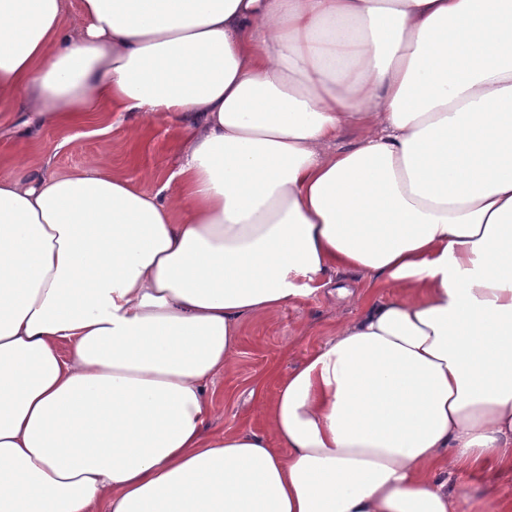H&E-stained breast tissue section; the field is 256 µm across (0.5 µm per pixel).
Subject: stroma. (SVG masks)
Wrapping results in <instances>:
<instances>
[{
    "instance_id": "obj_1",
    "label": "stroma",
    "mask_w": 512,
    "mask_h": 512,
    "mask_svg": "<svg viewBox=\"0 0 512 512\" xmlns=\"http://www.w3.org/2000/svg\"><path fill=\"white\" fill-rule=\"evenodd\" d=\"M107 137L89 127H48L29 139L19 138L12 123L0 124V176L12 174L10 158L22 151L33 168L68 174L84 167L100 151H108L112 171L138 187L154 190L158 184L146 173L160 177L176 171L187 147V135L177 125L161 121L131 139L128 122L119 114L107 119ZM360 314L350 301L320 292L285 307L270 317L246 318L241 325L238 354L213 385L210 427L219 431H244L263 426L262 403L274 394L266 384L262 395L253 388L269 366L288 374L319 349L334 331L337 321H352ZM459 487L473 494L472 512H492L497 501L512 497V468H489L476 474H459Z\"/></svg>"
}]
</instances>
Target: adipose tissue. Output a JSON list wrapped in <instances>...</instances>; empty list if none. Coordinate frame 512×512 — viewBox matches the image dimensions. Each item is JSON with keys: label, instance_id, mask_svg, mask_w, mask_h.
Returning a JSON list of instances; mask_svg holds the SVG:
<instances>
[{"label": "adipose tissue", "instance_id": "obj_1", "mask_svg": "<svg viewBox=\"0 0 512 512\" xmlns=\"http://www.w3.org/2000/svg\"><path fill=\"white\" fill-rule=\"evenodd\" d=\"M3 106L188 147L0 177V512H469L512 467V0H0ZM329 287L277 444L206 432L243 319ZM457 485L476 497L472 500L473 512H494L497 501L512 497V468H489L474 475L460 473Z\"/></svg>", "mask_w": 512, "mask_h": 512}]
</instances>
